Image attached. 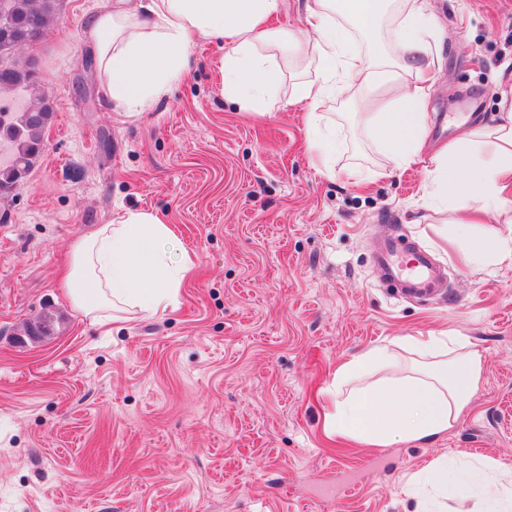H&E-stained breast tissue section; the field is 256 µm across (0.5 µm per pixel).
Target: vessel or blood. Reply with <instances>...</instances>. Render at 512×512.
Instances as JSON below:
<instances>
[{"label": "vessel or blood", "mask_w": 512, "mask_h": 512, "mask_svg": "<svg viewBox=\"0 0 512 512\" xmlns=\"http://www.w3.org/2000/svg\"><path fill=\"white\" fill-rule=\"evenodd\" d=\"M380 275L395 283L407 297H427L445 292L440 265L432 255L405 237L385 236L374 253Z\"/></svg>", "instance_id": "b4317fda"}]
</instances>
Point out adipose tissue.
I'll use <instances>...</instances> for the list:
<instances>
[{
    "instance_id": "adipose-tissue-1",
    "label": "adipose tissue",
    "mask_w": 512,
    "mask_h": 512,
    "mask_svg": "<svg viewBox=\"0 0 512 512\" xmlns=\"http://www.w3.org/2000/svg\"><path fill=\"white\" fill-rule=\"evenodd\" d=\"M281 0H108L88 20L84 37L107 76V95L127 115L148 108L184 75L192 40H215L224 95L244 111L265 110L280 85L278 57L294 54L316 64L301 81L293 103L307 104L313 166L332 173L336 135L318 124L317 110L333 94L387 88L389 98L370 101L360 121L375 137L388 165L422 164L424 206L454 212L447 237L468 266L512 263V82L503 84L496 122L462 121L459 134L438 147L427 145V70L439 61L437 17L423 0H305L306 36L292 43L288 32L267 28ZM352 18L368 41L387 39L394 57L356 52L337 15ZM416 83H409V76ZM505 218L508 230L482 231L485 215ZM175 232L158 215L129 211L75 239L61 286L72 305L99 326L121 313L149 317L166 309L192 265L170 264L162 242ZM410 347L429 364L422 376L378 387L350 388L366 370L397 367L394 345H380L336 372L330 429L374 448L419 443L447 433L470 404L483 370L478 352L461 336H419ZM484 512H512V475L482 461L469 470Z\"/></svg>"
}]
</instances>
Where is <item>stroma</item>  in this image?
Listing matches in <instances>:
<instances>
[{
    "mask_svg": "<svg viewBox=\"0 0 512 512\" xmlns=\"http://www.w3.org/2000/svg\"><path fill=\"white\" fill-rule=\"evenodd\" d=\"M65 0L34 48L55 116L45 150L0 200V512H417L411 479L440 461L512 470V266L473 269L426 209L424 172L390 169L354 121L372 93L326 101L335 175L310 163L293 84L315 65L280 60L267 113L222 91L204 38L155 108L129 118L88 67L87 19ZM444 30L430 138L459 116L493 122L512 79V0H427ZM126 210L173 225L164 249L191 271L166 310L92 325L59 286L70 243ZM450 272L447 298L399 301L375 279L387 230ZM53 335L21 339L41 314ZM466 337L483 356L469 407L443 437L370 448L328 438L337 368L420 334Z\"/></svg>",
    "mask_w": 512,
    "mask_h": 512,
    "instance_id": "35a3bbf8",
    "label": "stroma"
}]
</instances>
